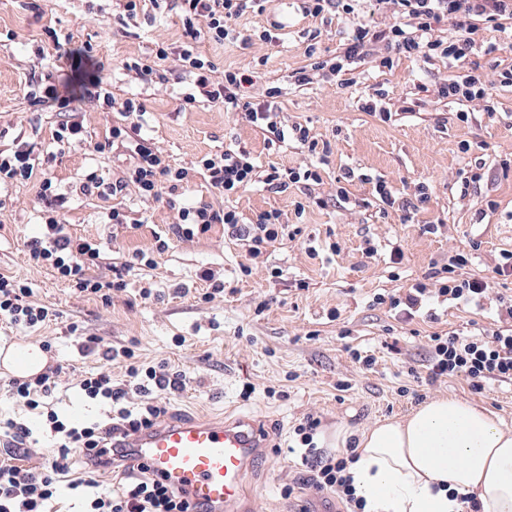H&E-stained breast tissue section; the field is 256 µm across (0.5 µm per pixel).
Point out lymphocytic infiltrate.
Listing matches in <instances>:
<instances>
[{"instance_id": "obj_1", "label": "lymphocytic infiltrate", "mask_w": 512, "mask_h": 512, "mask_svg": "<svg viewBox=\"0 0 512 512\" xmlns=\"http://www.w3.org/2000/svg\"><path fill=\"white\" fill-rule=\"evenodd\" d=\"M261 0H167L168 10L181 19L184 39L177 44L158 43L151 53L125 62L126 70L146 77L157 71L159 62L176 58L189 78L183 94L185 106H194L199 100L224 105L243 112L245 119L262 133L268 148L276 149L285 142L294 141L316 151L319 142L309 127L295 123L283 124L278 99L281 89L269 86L263 99L243 100L241 89L247 83L245 74L225 70L223 80L213 78L214 62L204 55L199 45L208 41L216 44L233 41L237 32L235 20L253 11ZM360 0H303V10L312 16L339 11L352 16V34L343 43L336 57L316 60L315 45H308L307 56L312 62L293 74L297 85L312 84L317 77L338 75L357 60L382 51L381 63L389 67L397 55L420 56L430 59L447 58L449 64L464 61L476 49L475 33L480 23H497L512 18V0H375L376 4L392 6L395 22L375 31L356 21L354 14ZM451 23L447 38L434 37L433 26L441 20ZM70 75L53 81L42 76L30 77L26 96L31 105L52 107L61 112L80 111L83 104L99 103L102 110L116 113L117 118L105 131L102 142L96 143L95 152L111 148L120 149L129 162L120 177L105 182L96 172L85 175L79 186L81 193H95L101 198L124 196L128 187H136L141 197L159 196L162 185L178 189L189 177L187 168L178 167L156 150L148 138L141 134L145 119L143 105L134 98L116 97L107 88L106 65L87 51H68ZM440 99L456 107V118L468 122L466 103L481 100L487 111L495 105L480 72L470 68L460 72L437 90ZM41 161L33 150L19 148L11 152L0 151V186L21 184L32 179ZM198 165L208 182L219 195L229 197L261 182L283 191L300 182L320 183L321 174L315 169L280 168L274 165L260 169L250 152L233 146L224 151L207 154ZM40 197L45 202L44 226L41 235L23 242V251L30 264L49 267L78 292L109 300L113 288L111 281L94 276L93 269L100 259V249L92 241L71 235L60 210L64 198L52 178L40 182ZM177 232L185 238L207 233L212 225H223L225 233L250 248L276 241L284 235L286 227L280 214L268 211L256 221L244 222L231 208L217 211L207 206L180 207ZM468 254L459 253L449 258L441 271L445 276L438 296L456 303L483 308L486 285L479 278H462L458 269L468 265ZM32 288L14 277L0 274V319L18 329H33L50 322L54 312L49 307L32 301ZM430 379L465 377L474 389H482L490 381L512 382V331L497 329L473 336L449 334L431 338ZM122 355L130 365L128 374L136 378L137 391L145 398L138 407L126 403L128 391L113 384L110 370L102 369L81 378L77 386L87 399L100 401L110 407L107 420L76 424L60 414L50 398L65 373L63 365L56 364L30 379L0 384L14 398L41 418V429L53 442V452L47 466L39 469L21 468L9 463L8 458L29 443V426L13 418L0 420V451L6 459L0 463V512H52L51 504L59 493L63 476L82 468L94 470L124 460L125 449L109 447L113 432H129L150 425L164 415L167 408L152 397L154 390H181L187 376L182 372H169L165 364L147 367L133 364L132 350ZM318 426L307 419L295 426L293 433L303 447L302 461L309 473V481L316 490H332L344 500L349 512H365V502L358 497L347 473V458L326 455L317 451L313 436ZM128 481L119 490L101 488L95 480L71 482V489L80 493L83 512H193L186 496L165 485L147 472L128 473Z\"/></svg>"}]
</instances>
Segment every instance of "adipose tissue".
<instances>
[{
	"label": "adipose tissue",
	"instance_id": "obj_1",
	"mask_svg": "<svg viewBox=\"0 0 512 512\" xmlns=\"http://www.w3.org/2000/svg\"><path fill=\"white\" fill-rule=\"evenodd\" d=\"M349 467L365 512H512V428L456 397L427 400L358 436Z\"/></svg>",
	"mask_w": 512,
	"mask_h": 512
}]
</instances>
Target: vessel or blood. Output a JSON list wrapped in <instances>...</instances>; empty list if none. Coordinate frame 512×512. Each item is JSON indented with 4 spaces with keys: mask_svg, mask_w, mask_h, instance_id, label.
Wrapping results in <instances>:
<instances>
[{
    "mask_svg": "<svg viewBox=\"0 0 512 512\" xmlns=\"http://www.w3.org/2000/svg\"><path fill=\"white\" fill-rule=\"evenodd\" d=\"M127 466L183 492L198 512H252L245 477L270 446L247 417L163 421L126 437Z\"/></svg>",
    "mask_w": 512,
    "mask_h": 512,
    "instance_id": "obj_1",
    "label": "vessel or blood"
}]
</instances>
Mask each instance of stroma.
<instances>
[{
  "instance_id": "stroma-1",
  "label": "stroma",
  "mask_w": 512,
  "mask_h": 512,
  "mask_svg": "<svg viewBox=\"0 0 512 512\" xmlns=\"http://www.w3.org/2000/svg\"><path fill=\"white\" fill-rule=\"evenodd\" d=\"M280 22L275 42L259 40L260 31ZM238 41L201 49L217 69H237L253 78L247 100L262 99L267 87L278 85V105L288 121L307 125L326 159L291 142L267 149L264 138L240 113L209 102L182 108L186 76L176 59L159 68L161 76L142 81L125 74L126 59L150 53L155 43L183 39L182 22L153 0L135 19L113 9V0H0V30L14 40L0 42V150L19 146L43 155L53 134L65 121L82 123L85 139L66 147L46 170L65 194L63 208L73 236L97 243L101 259L95 273L125 285L112 289L109 303L86 296L60 281L52 269L29 265L24 238L42 229L40 181L32 179L0 193V273L16 276L33 289V301L56 311L58 318L35 331L0 326V337L23 345L52 343V362L69 364L63 385L54 395L56 408L73 421L100 420L107 405L83 398L76 383L81 374L109 368L113 383H129L124 358L102 359L82 347L81 338L67 333L70 323L84 335L119 350L132 348L145 362H167L186 371L190 383L181 392H162L169 417L219 419L245 416L271 434L275 448L257 461L246 481L254 512H308L324 505L327 512H346L332 491L319 492L301 481L299 455H283L293 428L306 417L318 420L314 442L326 451L336 426L355 430L407 414L436 397H457L488 408L512 425V383L492 381L474 391L462 377L429 381L430 341L435 334L478 333L497 329L498 299L512 295V275L495 271L500 253L512 251V170L500 160L512 158V87L501 86L498 74L512 67V19L501 28L481 26L477 37L494 44L491 54L476 53L471 61L484 74L496 102L487 112L483 102L469 104L468 122L456 119L440 102L437 88L452 78L447 59L394 56L392 67H380L368 56L339 76L295 86L291 75L304 67L307 44L321 59L333 58L351 24L338 13L317 17L302 10L301 0H268L263 13H247L234 22ZM68 36L75 49L91 48L110 64L109 82L122 94L139 100L147 112L143 135L168 155L173 165L190 168V180L176 194L143 198L128 191L122 199L130 225L107 224V204L74 187L91 170L111 180L126 166L122 152H94L102 141L110 114L87 105L79 112H57L31 106L25 83L54 54L46 28ZM388 91L396 120L381 122L362 111L374 89ZM469 152H462V143ZM237 144L249 150L262 167L304 169L320 164L322 180L296 184L282 192L257 183L229 198L214 193L195 163L204 155ZM483 163L484 178L467 195L457 191L461 169ZM385 180L396 203L386 206L370 184L350 183L348 202L336 197V180L345 170ZM426 192L421 212L406 219L402 201ZM496 201L489 209L488 201ZM303 215H296L297 204ZM234 208L245 220L276 210L281 221L300 227L296 238L284 237L260 252L228 238L223 225H213L191 240L179 238L173 226L181 206ZM437 224L434 233L425 224ZM481 247L464 276L487 285L484 310L431 297L413 319L377 304V295H402L414 284L436 289L433 269L450 256ZM403 250L401 263L390 261L392 247ZM154 261L139 262V255ZM211 269L224 280V292L212 301L200 299L204 286L198 274ZM372 355L362 368L350 352ZM249 398H242L245 384ZM346 391H338V384ZM291 497H284L285 486Z\"/></svg>"
}]
</instances>
